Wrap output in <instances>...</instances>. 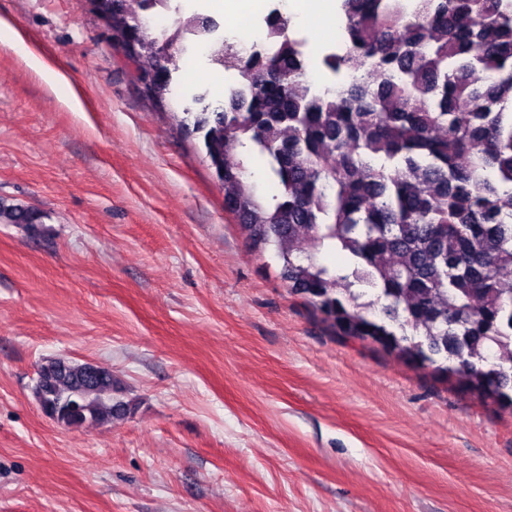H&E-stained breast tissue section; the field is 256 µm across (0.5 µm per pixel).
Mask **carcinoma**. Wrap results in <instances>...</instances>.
I'll return each mask as SVG.
<instances>
[{"label": "carcinoma", "mask_w": 512, "mask_h": 512, "mask_svg": "<svg viewBox=\"0 0 512 512\" xmlns=\"http://www.w3.org/2000/svg\"><path fill=\"white\" fill-rule=\"evenodd\" d=\"M163 3L175 29L133 18ZM112 43L151 77L166 109L183 32L210 33L203 14L171 0H112ZM346 39L319 67L344 78L313 89L306 42L271 12L269 41L238 56L214 38V64L238 73L224 104L195 92L180 126L202 137L224 207L257 252L337 335L451 373L512 409V0H339ZM264 161L260 195L250 165ZM43 215L0 199V223L33 231ZM343 253L342 273L322 261ZM40 364L34 396L66 426L110 424L134 407L112 371L91 387L83 365Z\"/></svg>", "instance_id": "carcinoma-1"}]
</instances>
